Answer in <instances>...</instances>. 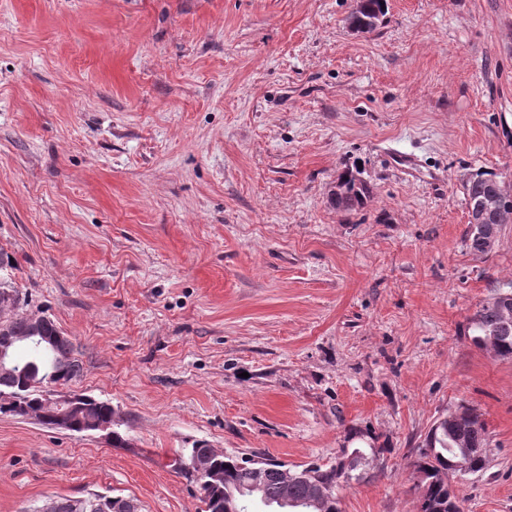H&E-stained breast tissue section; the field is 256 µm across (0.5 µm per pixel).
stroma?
<instances>
[{
  "label": "stroma",
  "instance_id": "obj_1",
  "mask_svg": "<svg viewBox=\"0 0 512 512\" xmlns=\"http://www.w3.org/2000/svg\"><path fill=\"white\" fill-rule=\"evenodd\" d=\"M387 3L356 34L354 0H0V250L127 442L0 415V512H200L171 465L198 441L359 448L343 512H417L461 405L489 436L462 512H512V359L466 334L512 282V223L471 252L463 193L512 184V0ZM109 496L94 494L85 500H50L36 512H106Z\"/></svg>",
  "mask_w": 512,
  "mask_h": 512
}]
</instances>
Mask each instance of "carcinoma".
<instances>
[{"label": "carcinoma", "mask_w": 512, "mask_h": 512, "mask_svg": "<svg viewBox=\"0 0 512 512\" xmlns=\"http://www.w3.org/2000/svg\"><path fill=\"white\" fill-rule=\"evenodd\" d=\"M350 192L344 211L363 207L369 198V189L355 187L357 174L349 172ZM498 174L477 169L469 174L464 185L468 209H474L482 197L488 194ZM14 269L11 256L0 251V312L8 310L11 317L0 321V344L16 343L31 335L39 327L43 336H60L54 321L45 315L37 316L24 311L27 302L11 285L10 271ZM468 336L472 343L489 349L503 359L512 358V315L506 317L497 303L483 304L469 321ZM81 365L74 357L73 343L64 336L57 340L47 357L37 358L28 354L19 357V369L0 377V414L22 417L29 415L40 423L55 425V415L42 407L44 394L58 386H64L80 376ZM86 410L77 419L76 433L88 432V423H112V406L93 397L85 402ZM488 436L479 416L474 411L455 421L436 422L424 439L418 459L413 463L419 474L418 512H458L459 495L455 479L459 476L476 475L486 468ZM195 457L203 458L211 467L224 472L223 488L207 482L205 476L196 478L201 491L202 512H247L241 508V487L252 482L254 462L246 457L218 453L205 443L176 452V470L189 474L185 463ZM364 459L358 449L347 457V465L336 462L329 465L309 464L295 470L287 478L283 465L273 458H266L263 465L264 499L277 503L288 500L286 512H342L336 487L353 479L352 472ZM108 496L94 494L85 500H50L38 512H105Z\"/></svg>", "instance_id": "cac0c4a2"}]
</instances>
